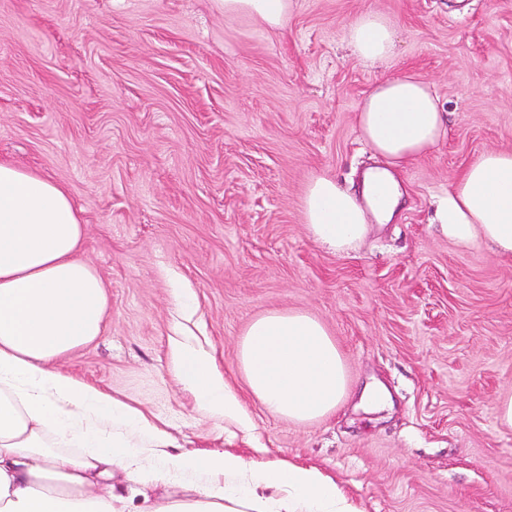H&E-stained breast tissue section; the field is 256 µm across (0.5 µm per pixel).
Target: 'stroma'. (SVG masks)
<instances>
[{"label": "stroma", "instance_id": "35a3bbf8", "mask_svg": "<svg viewBox=\"0 0 512 512\" xmlns=\"http://www.w3.org/2000/svg\"><path fill=\"white\" fill-rule=\"evenodd\" d=\"M395 18V54L364 66L344 26ZM431 83L448 134L398 174L394 221L341 253L313 241L318 173L357 188L374 159L356 123L379 80ZM512 151V0H294L270 31L216 0H0V159L60 184L108 285L104 332L60 370L140 412L162 451L289 461L336 481L358 512H512V259L462 249L434 217L450 182ZM319 319L351 396L307 423L249 394L248 324ZM210 354L252 420L207 415L179 381ZM385 386L374 408L364 390Z\"/></svg>", "mask_w": 512, "mask_h": 512}]
</instances>
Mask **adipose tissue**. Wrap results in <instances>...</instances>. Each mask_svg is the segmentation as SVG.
Instances as JSON below:
<instances>
[{"instance_id": "adipose-tissue-1", "label": "adipose tissue", "mask_w": 512, "mask_h": 512, "mask_svg": "<svg viewBox=\"0 0 512 512\" xmlns=\"http://www.w3.org/2000/svg\"><path fill=\"white\" fill-rule=\"evenodd\" d=\"M283 29L293 0H217ZM396 22L366 11L342 40L363 65L394 54ZM358 129L381 166L360 192L325 173L304 197L309 235L328 250L360 243L372 224L394 219L395 169L428 154L448 128L438 97L413 73L378 81L357 110ZM458 247L492 246L512 257V151H489L455 178L437 213ZM84 226L67 191L0 160V512H127L150 485L182 487L142 512H357L333 480L296 464L253 466L224 452L167 453L148 463L160 434L124 402L61 372L57 360L101 336L109 309L103 277L80 256ZM252 396L296 422L328 417L350 396L343 353L324 324L302 311H269L239 342ZM178 376L206 412L248 429L240 395L212 358L183 350ZM209 477L200 487L189 475Z\"/></svg>"}]
</instances>
